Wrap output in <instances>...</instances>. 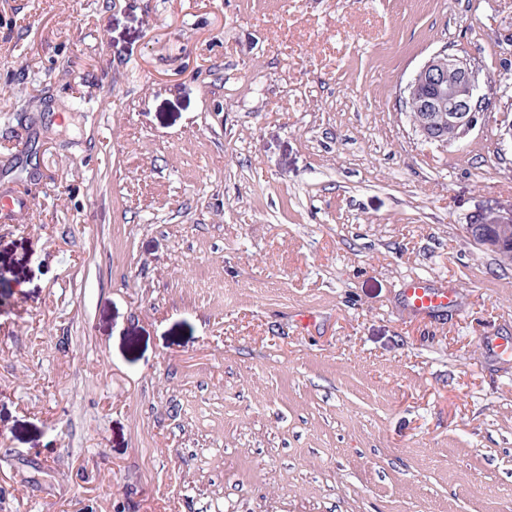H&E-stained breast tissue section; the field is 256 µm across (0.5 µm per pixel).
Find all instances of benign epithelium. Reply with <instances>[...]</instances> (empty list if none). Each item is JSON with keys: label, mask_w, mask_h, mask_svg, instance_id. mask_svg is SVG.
I'll list each match as a JSON object with an SVG mask.
<instances>
[{"label": "benign epithelium", "mask_w": 512, "mask_h": 512, "mask_svg": "<svg viewBox=\"0 0 512 512\" xmlns=\"http://www.w3.org/2000/svg\"><path fill=\"white\" fill-rule=\"evenodd\" d=\"M481 65L466 55L441 50L433 54L404 87V94L419 112L448 109L447 139L425 126L418 128L421 140L430 144H453L473 128L477 114L488 111L489 99L480 93ZM467 233L479 244L492 245L501 258L512 261V224H469Z\"/></svg>", "instance_id": "obj_1"}]
</instances>
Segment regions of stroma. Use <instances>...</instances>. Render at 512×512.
I'll return each mask as SVG.
<instances>
[{
    "label": "stroma",
    "instance_id": "obj_1",
    "mask_svg": "<svg viewBox=\"0 0 512 512\" xmlns=\"http://www.w3.org/2000/svg\"><path fill=\"white\" fill-rule=\"evenodd\" d=\"M505 117L512 0H0V512H512ZM481 65L467 55L448 53L447 49L433 54L404 87V94L418 112H410L413 125L420 119V112L444 110L448 103V128L454 137H439L427 126H420L421 140L430 144L447 146L465 137L473 128L479 112H487L489 99L480 93ZM424 91H423V90ZM433 94H426L425 90ZM447 126L445 132L448 131ZM467 233L479 244L492 245L506 262L512 261V224H469ZM403 295L407 306L419 313L448 309L456 300L454 289L433 288L421 279L408 282L403 289Z\"/></svg>",
    "mask_w": 512,
    "mask_h": 512
}]
</instances>
